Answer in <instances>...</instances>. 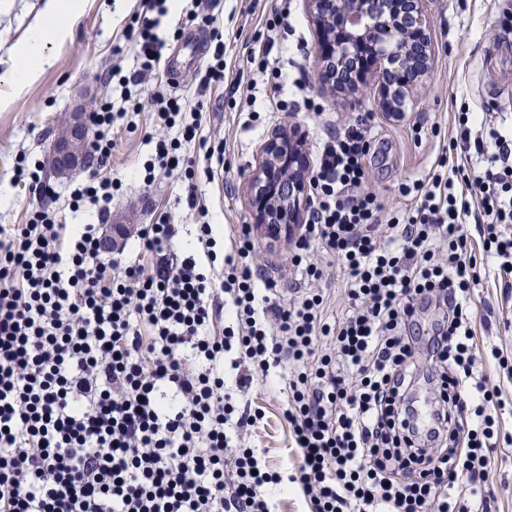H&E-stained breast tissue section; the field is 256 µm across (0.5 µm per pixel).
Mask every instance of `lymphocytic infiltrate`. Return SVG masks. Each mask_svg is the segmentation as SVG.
<instances>
[{
  "label": "lymphocytic infiltrate",
  "instance_id": "1",
  "mask_svg": "<svg viewBox=\"0 0 512 512\" xmlns=\"http://www.w3.org/2000/svg\"><path fill=\"white\" fill-rule=\"evenodd\" d=\"M167 2L148 0L131 18L142 71L126 84L161 60ZM291 15L279 0L252 36L249 63L277 92L283 74L269 69L268 49ZM153 102L181 136L157 141L145 182L159 169L194 180L182 145L196 140L204 101L157 92ZM457 123L456 163L440 157L427 178L401 184L412 205L386 222L365 187L367 117L320 142L293 261L317 245L343 266L349 306L332 323L315 289L279 302L235 267L254 248L245 231L236 256L221 257L200 225L209 263L230 267L216 288L195 255H171L168 224L128 244L159 256L150 270L102 262L97 223L69 230L41 209L0 229V512H277L264 488L284 482L305 512H492L476 492L512 437L499 429L501 387L474 350L470 304L482 258L512 288V133L466 109ZM119 188L97 174L73 203L101 219ZM224 302L235 323L216 335ZM433 306L443 315L426 334L420 318ZM232 350L261 373L284 372L286 471L242 445L261 414L224 390ZM422 376L438 391L425 432L409 397Z\"/></svg>",
  "mask_w": 512,
  "mask_h": 512
}]
</instances>
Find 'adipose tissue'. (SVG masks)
<instances>
[{
    "instance_id": "adipose-tissue-1",
    "label": "adipose tissue",
    "mask_w": 512,
    "mask_h": 512,
    "mask_svg": "<svg viewBox=\"0 0 512 512\" xmlns=\"http://www.w3.org/2000/svg\"><path fill=\"white\" fill-rule=\"evenodd\" d=\"M78 13V0H46L45 20L28 36L17 52L20 64L10 74L17 86L34 80L51 58L47 46L66 33Z\"/></svg>"
}]
</instances>
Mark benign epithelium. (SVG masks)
Wrapping results in <instances>:
<instances>
[{
	"label": "benign epithelium",
	"mask_w": 512,
	"mask_h": 512,
	"mask_svg": "<svg viewBox=\"0 0 512 512\" xmlns=\"http://www.w3.org/2000/svg\"><path fill=\"white\" fill-rule=\"evenodd\" d=\"M319 34L318 80L336 83V68L359 57L365 65L352 75L358 93L376 86L382 108L401 113L404 100L429 66L430 34L423 0H308ZM88 100L67 113L54 140L49 167L58 176L89 164L92 126ZM310 160L306 134L296 126L279 128L261 145L245 179V196L260 232L288 236L306 223Z\"/></svg>",
	"instance_id": "1"
}]
</instances>
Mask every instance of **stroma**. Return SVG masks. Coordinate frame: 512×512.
Returning <instances> with one entry per match:
<instances>
[{
  "mask_svg": "<svg viewBox=\"0 0 512 512\" xmlns=\"http://www.w3.org/2000/svg\"><path fill=\"white\" fill-rule=\"evenodd\" d=\"M82 8L67 35L53 42V58L36 80L29 83L14 104L0 107V226L27 223L32 211L44 206L54 211L59 223L85 224L94 221L89 210L72 208V193L90 180L99 168L68 178H57L44 170V191H36L14 179L19 161L45 162V156L61 128L62 120L80 92L92 89L97 103H112L125 110L123 120L112 129V155L105 170L122 187L112 201L106 224L126 225L136 232L142 225L166 220L173 224L176 252L203 257L197 239L201 222L212 224L218 250L232 253L243 227L253 222L245 203L243 184L254 164L258 146L273 129L293 124L307 134L308 150H315L321 138L343 127L359 115H369L374 154L367 161V182L384 203L386 211L406 209L410 198L399 191L401 183L422 179L432 173L434 163L454 134V114L461 105L487 113L498 127L512 126V115L498 111L492 92L512 88V58L500 55L506 39H512V0H426L430 18L431 59L422 83L405 106V116L390 119L374 91L352 94L321 85L317 77L318 33L306 0H293L295 32L276 41L268 60L285 76L282 94L288 99L287 112L269 111L273 91L264 74L247 61L250 41L261 27L275 0H220L213 10L215 25L223 27L226 76L223 83L200 88L198 79L205 63L188 67L178 85H170L164 64H157L133 94L141 103L133 112L118 80L107 79L112 66L130 75L140 60L127 48L125 28L129 17L140 11L142 0H81ZM44 0H0V74L11 64V54L29 30L41 20ZM123 55H115L116 46ZM305 80L306 92L294 83ZM171 90L188 102L204 101L201 134L224 143V169L214 180L196 179L197 198L189 200L188 187L177 175L158 174L144 183V163L161 139L179 137V127L159 120L150 98L154 92ZM319 104L320 114L308 113L303 99ZM255 248L245 258L257 287L274 282L281 300H289L296 289L307 287L304 267L291 261L288 239L272 240L254 236ZM323 275L316 288L325 296L329 319L346 311L344 272L325 252H313ZM476 288L472 300L476 342L480 351L499 347L512 352V305L505 303L494 263ZM284 383L277 374L254 382L237 393L239 404L250 405L263 418L245 439L248 446L265 450L271 464L286 460L289 430L284 417ZM493 493L495 512H512V446L502 449L485 486Z\"/></svg>",
  "mask_w": 512,
  "mask_h": 512,
  "instance_id": "1",
  "label": "stroma"
}]
</instances>
